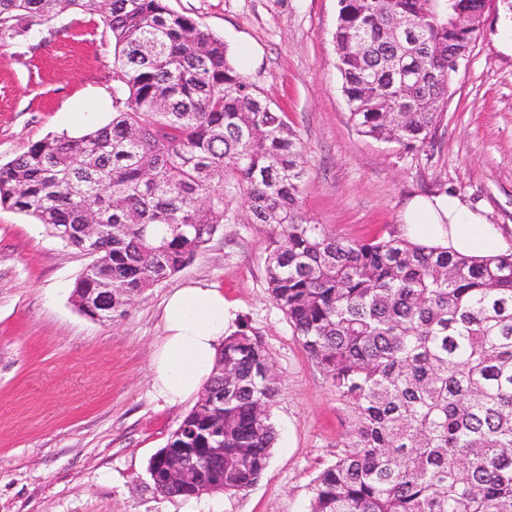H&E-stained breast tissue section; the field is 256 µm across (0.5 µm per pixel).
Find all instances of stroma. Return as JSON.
<instances>
[{
  "instance_id": "1",
  "label": "stroma",
  "mask_w": 512,
  "mask_h": 512,
  "mask_svg": "<svg viewBox=\"0 0 512 512\" xmlns=\"http://www.w3.org/2000/svg\"><path fill=\"white\" fill-rule=\"evenodd\" d=\"M228 44L231 58L288 114L309 177L303 210L351 241L400 235L414 194L449 193L512 225V21L487 15L452 78L431 146L406 151L358 134L336 69L337 0H168ZM112 38L101 14L65 11L0 36V164L49 135L112 118ZM269 238L233 210L184 269L126 314L94 321L71 291L88 262L23 213L0 207V512H306L308 487L343 439L345 406L265 282ZM215 285L263 337L280 395L278 438L253 487L165 498L150 458L193 407L156 397L149 366L166 298Z\"/></svg>"
}]
</instances>
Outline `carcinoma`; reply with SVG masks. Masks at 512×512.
<instances>
[{"label": "carcinoma", "instance_id": "obj_1", "mask_svg": "<svg viewBox=\"0 0 512 512\" xmlns=\"http://www.w3.org/2000/svg\"><path fill=\"white\" fill-rule=\"evenodd\" d=\"M512 0H337L333 42L350 120L364 137L422 150L448 100V55L479 31L455 24ZM68 9L104 15L114 45L112 120L51 135L0 165V206L33 217L91 261L75 280L112 289V314L190 264L234 208L265 230L267 288L348 412L307 512H512V255L467 258L401 237L355 242L301 206L305 147L224 40L167 0H0V31ZM418 26L401 36L396 20ZM77 224H109L87 245ZM168 448L223 436L224 479L263 476L278 381L245 320L224 338Z\"/></svg>", "mask_w": 512, "mask_h": 512}]
</instances>
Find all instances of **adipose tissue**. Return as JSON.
<instances>
[{
	"label": "adipose tissue",
	"instance_id": "1",
	"mask_svg": "<svg viewBox=\"0 0 512 512\" xmlns=\"http://www.w3.org/2000/svg\"><path fill=\"white\" fill-rule=\"evenodd\" d=\"M404 238L468 257L512 255V233L488 223L453 195L413 197L399 215ZM232 317L224 293L192 283L175 290L163 312L165 334L150 364L152 385L169 403L196 396L209 381Z\"/></svg>",
	"mask_w": 512,
	"mask_h": 512
}]
</instances>
